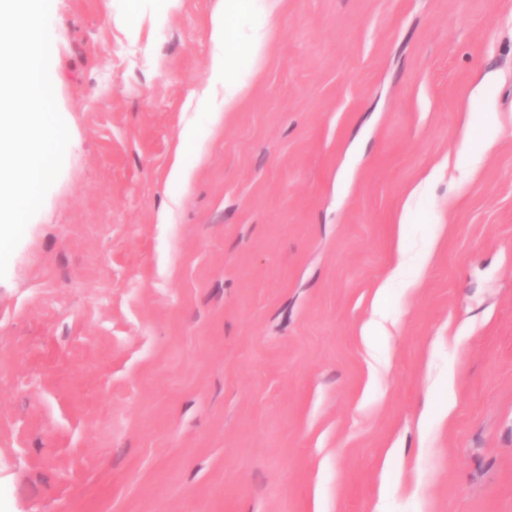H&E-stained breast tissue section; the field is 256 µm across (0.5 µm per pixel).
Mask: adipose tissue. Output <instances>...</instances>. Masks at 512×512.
<instances>
[{"label":"adipose tissue","instance_id":"adipose-tissue-1","mask_svg":"<svg viewBox=\"0 0 512 512\" xmlns=\"http://www.w3.org/2000/svg\"><path fill=\"white\" fill-rule=\"evenodd\" d=\"M281 2L223 0L221 9L212 15L209 76L187 99L185 109L190 116L178 134L169 183L189 184L193 166L185 158L187 148L197 147L212 128L223 124L225 113L235 108L253 65L267 50Z\"/></svg>","mask_w":512,"mask_h":512}]
</instances>
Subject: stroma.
<instances>
[{
    "instance_id": "stroma-1",
    "label": "stroma",
    "mask_w": 512,
    "mask_h": 512,
    "mask_svg": "<svg viewBox=\"0 0 512 512\" xmlns=\"http://www.w3.org/2000/svg\"><path fill=\"white\" fill-rule=\"evenodd\" d=\"M219 6L51 0L0 512H512V0H283L178 189Z\"/></svg>"
}]
</instances>
